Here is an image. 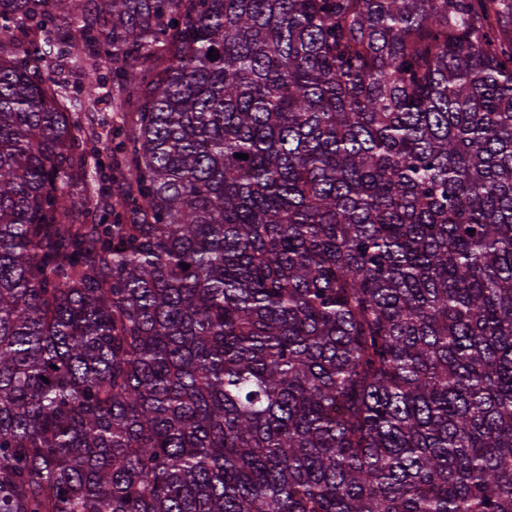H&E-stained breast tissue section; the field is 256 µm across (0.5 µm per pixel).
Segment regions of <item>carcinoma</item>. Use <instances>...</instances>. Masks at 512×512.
<instances>
[{
  "label": "carcinoma",
  "instance_id": "1",
  "mask_svg": "<svg viewBox=\"0 0 512 512\" xmlns=\"http://www.w3.org/2000/svg\"><path fill=\"white\" fill-rule=\"evenodd\" d=\"M46 2L0 0L70 31L0 39V512H512V0ZM41 67L43 71L53 75V77L67 86L71 100H83V95L80 93L84 78L82 69L69 60H64L55 55L43 59ZM110 84L108 83L104 89L101 90V94L98 99L94 102H86L82 108H79L77 112H80V123L83 130H95L97 132H104L101 125L106 126V129H112V127L129 129L131 125V113L130 112H115L112 108V100L110 96Z\"/></svg>",
  "mask_w": 512,
  "mask_h": 512
}]
</instances>
